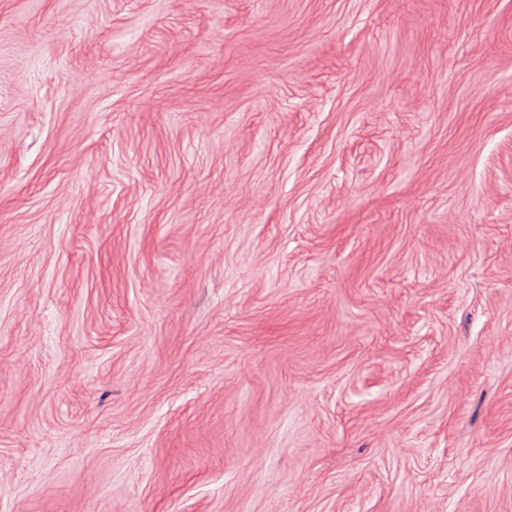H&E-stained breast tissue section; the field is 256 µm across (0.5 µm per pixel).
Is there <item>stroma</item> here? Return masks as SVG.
I'll use <instances>...</instances> for the list:
<instances>
[{
  "instance_id": "stroma-1",
  "label": "stroma",
  "mask_w": 512,
  "mask_h": 512,
  "mask_svg": "<svg viewBox=\"0 0 512 512\" xmlns=\"http://www.w3.org/2000/svg\"><path fill=\"white\" fill-rule=\"evenodd\" d=\"M0 512H512V0H0Z\"/></svg>"
}]
</instances>
